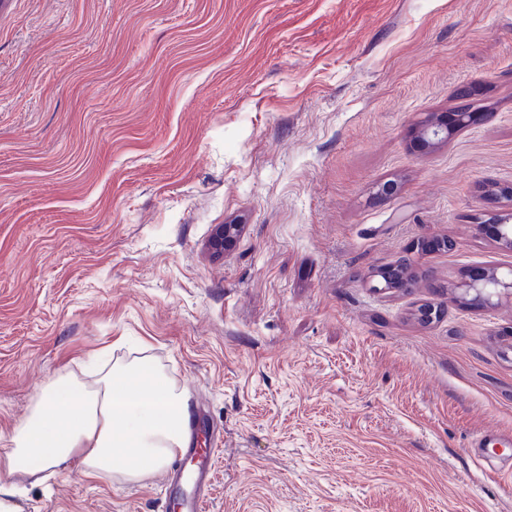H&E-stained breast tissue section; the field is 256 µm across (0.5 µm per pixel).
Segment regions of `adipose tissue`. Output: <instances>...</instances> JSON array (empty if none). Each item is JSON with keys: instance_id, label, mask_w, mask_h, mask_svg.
<instances>
[{"instance_id": "obj_1", "label": "adipose tissue", "mask_w": 512, "mask_h": 512, "mask_svg": "<svg viewBox=\"0 0 512 512\" xmlns=\"http://www.w3.org/2000/svg\"><path fill=\"white\" fill-rule=\"evenodd\" d=\"M0 455V512H20L15 475L78 469L137 483L191 442L185 388L144 358L118 361L93 379L58 373L36 394Z\"/></svg>"}]
</instances>
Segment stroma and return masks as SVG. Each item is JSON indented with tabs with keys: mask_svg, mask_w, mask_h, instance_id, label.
I'll return each instance as SVG.
<instances>
[{
	"mask_svg": "<svg viewBox=\"0 0 512 512\" xmlns=\"http://www.w3.org/2000/svg\"><path fill=\"white\" fill-rule=\"evenodd\" d=\"M462 86L480 120L417 149ZM491 183L512 0H0V454L51 376L145 357L215 456L205 512H512L470 446L512 456V300L454 291L512 269ZM163 479L19 503L170 512Z\"/></svg>",
	"mask_w": 512,
	"mask_h": 512,
	"instance_id": "1",
	"label": "stroma"
}]
</instances>
